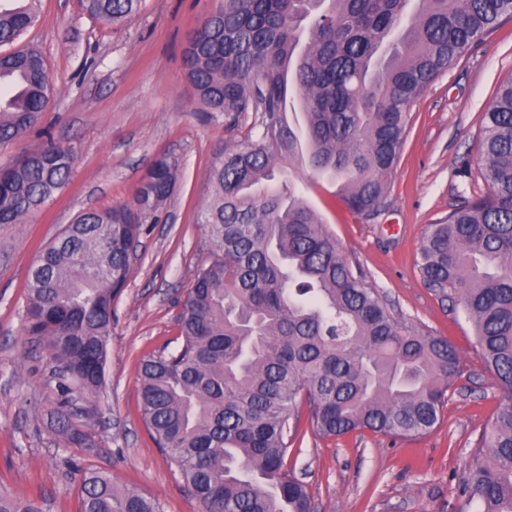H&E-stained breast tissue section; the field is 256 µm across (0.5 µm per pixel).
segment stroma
I'll return each instance as SVG.
<instances>
[{
    "label": "stroma",
    "instance_id": "1",
    "mask_svg": "<svg viewBox=\"0 0 512 512\" xmlns=\"http://www.w3.org/2000/svg\"><path fill=\"white\" fill-rule=\"evenodd\" d=\"M217 0H142L118 24L88 16L80 0H41L38 24L22 38L37 48L51 82L38 125L0 147V165L47 141L70 148L66 185L18 224H0V488L34 497L42 512H78L80 473L70 470L58 431L47 422L44 381L53 365L24 333L29 270L40 251L88 210L132 203L159 157L180 177L156 216L147 218L132 272L112 302L105 384L88 408L96 448L86 461L156 497L164 512H200L179 473L157 448L139 410V364L178 336L180 302L209 238L200 220L211 167L231 132L223 113L197 105L182 60L189 33ZM512 77V18L472 45L411 108V123L382 210L370 222L339 201L338 182L309 168L294 177L324 219L340 252L365 274L394 314L448 339L464 373L448 392L440 425L401 441L371 432L338 439L306 434L288 462L306 482L316 512H457L484 426L503 401L485 372L471 325L423 284L414 265L427 225L461 199L488 192L479 175L482 114L498 84ZM468 161L472 178L458 167Z\"/></svg>",
    "mask_w": 512,
    "mask_h": 512
}]
</instances>
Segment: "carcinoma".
Masks as SVG:
<instances>
[{
    "mask_svg": "<svg viewBox=\"0 0 512 512\" xmlns=\"http://www.w3.org/2000/svg\"><path fill=\"white\" fill-rule=\"evenodd\" d=\"M39 0H0V143L38 123L48 105L45 61L10 49L34 27ZM140 0H83L112 23ZM512 0H219L183 56L198 100L247 132L224 145L201 212L211 245L182 303L178 347L139 367L140 408L157 447L201 512H313L288 467L309 427L336 438L368 430L409 440L435 429L462 362L447 339L393 316L353 270L287 169L342 179L339 198L371 221L389 191L412 105L504 17ZM304 114L287 117L288 88ZM484 196L427 226L416 262L424 285L474 330L485 369L504 394L461 488L479 512H512V78L482 116ZM74 156L49 142L0 166V224H17L68 181ZM174 163L157 159L134 204L86 211L30 269L25 331L60 372L51 423L67 445L94 451L90 418L71 409L104 384L112 300L129 278V249L146 217L173 194ZM79 512H163L112 474L85 468ZM0 512H41L0 488Z\"/></svg>",
    "mask_w": 512,
    "mask_h": 512,
    "instance_id": "1",
    "label": "carcinoma"
}]
</instances>
